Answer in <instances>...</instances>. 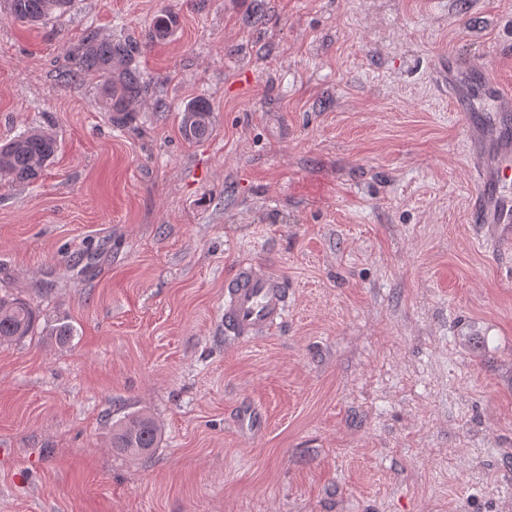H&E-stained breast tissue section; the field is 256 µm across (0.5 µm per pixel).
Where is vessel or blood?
Instances as JSON below:
<instances>
[{"instance_id":"b4317fda","label":"vessel or blood","mask_w":512,"mask_h":512,"mask_svg":"<svg viewBox=\"0 0 512 512\" xmlns=\"http://www.w3.org/2000/svg\"><path fill=\"white\" fill-rule=\"evenodd\" d=\"M485 101L495 103L500 111L492 119L495 137L512 145V98L505 96L493 81L480 88ZM478 189L472 203V220L477 224L496 225V240L501 249L512 251V199L499 191L500 183L512 178V156L488 166L484 155L474 162ZM288 282L260 261L238 266L224 283V333L238 341L264 336L281 325L288 310Z\"/></svg>"}]
</instances>
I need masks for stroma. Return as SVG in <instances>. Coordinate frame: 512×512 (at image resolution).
Here are the masks:
<instances>
[{
	"instance_id": "obj_1",
	"label": "stroma",
	"mask_w": 512,
	"mask_h": 512,
	"mask_svg": "<svg viewBox=\"0 0 512 512\" xmlns=\"http://www.w3.org/2000/svg\"><path fill=\"white\" fill-rule=\"evenodd\" d=\"M91 29L139 46L130 124L68 78ZM452 56L512 89V0H74L36 29L0 0V140L59 142L0 183V295L38 314L0 343V512H512V252L469 221ZM251 259L291 301L232 344ZM137 411L162 435L131 459ZM183 112L181 128L187 139L196 140L212 134V110L208 101L204 99L194 100L188 103ZM186 119L190 120V128L185 125ZM161 431L155 421L140 412L123 416L112 426V448L139 458L157 448Z\"/></svg>"
}]
</instances>
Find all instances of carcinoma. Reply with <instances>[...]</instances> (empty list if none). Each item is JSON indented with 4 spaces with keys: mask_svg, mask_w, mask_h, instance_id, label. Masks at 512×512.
Listing matches in <instances>:
<instances>
[{
    "mask_svg": "<svg viewBox=\"0 0 512 512\" xmlns=\"http://www.w3.org/2000/svg\"><path fill=\"white\" fill-rule=\"evenodd\" d=\"M71 0H7L10 16L21 23L44 22L57 12H63ZM176 24L171 13L155 17L150 29L151 40H164ZM136 47L130 43L114 42L88 33L75 62L73 76H93L103 79L98 104L108 112L117 125L127 123L129 106L141 91L139 72L132 61ZM183 119L191 126L181 125L189 140L212 134L211 107L204 99L194 100L185 107ZM58 142L54 135L41 130H30L0 142V181L30 183L37 179L55 156ZM37 316L31 306L20 297H0V342L21 339L32 334ZM161 431L155 421L140 412L123 416L112 426V448L128 456L139 458L150 454L158 446Z\"/></svg>",
    "mask_w": 512,
    "mask_h": 512,
    "instance_id": "obj_1",
    "label": "carcinoma"
}]
</instances>
